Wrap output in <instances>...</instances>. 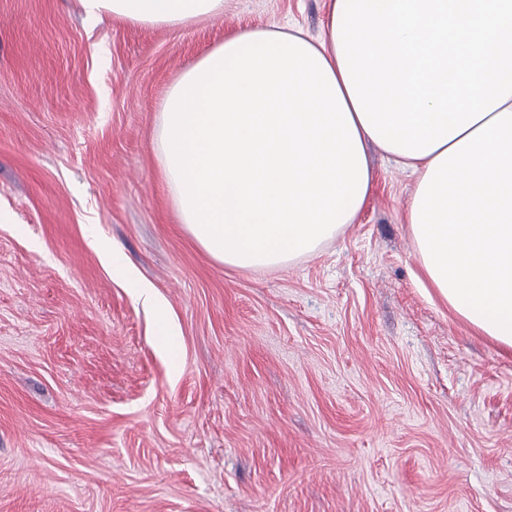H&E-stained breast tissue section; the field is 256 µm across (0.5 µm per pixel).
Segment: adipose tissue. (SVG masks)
I'll use <instances>...</instances> for the list:
<instances>
[{"instance_id": "1", "label": "adipose tissue", "mask_w": 512, "mask_h": 512, "mask_svg": "<svg viewBox=\"0 0 512 512\" xmlns=\"http://www.w3.org/2000/svg\"><path fill=\"white\" fill-rule=\"evenodd\" d=\"M180 28L224 0H77ZM155 151L180 221L215 260L274 268L358 216L375 144L415 183L422 287L512 350V0H329L325 32L247 29L184 68Z\"/></svg>"}]
</instances>
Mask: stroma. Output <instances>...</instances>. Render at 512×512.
Masks as SVG:
<instances>
[{"mask_svg":"<svg viewBox=\"0 0 512 512\" xmlns=\"http://www.w3.org/2000/svg\"><path fill=\"white\" fill-rule=\"evenodd\" d=\"M326 14L92 26L75 0H0V512H512V352L420 287L407 173L371 150L357 224L275 269L214 260L168 199L154 132L181 71Z\"/></svg>","mask_w":512,"mask_h":512,"instance_id":"35a3bbf8","label":"stroma"}]
</instances>
